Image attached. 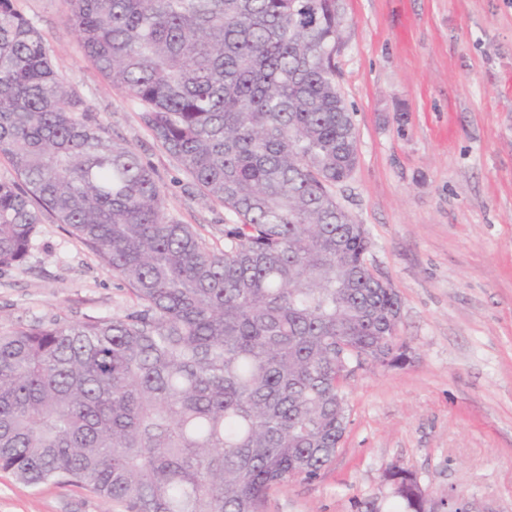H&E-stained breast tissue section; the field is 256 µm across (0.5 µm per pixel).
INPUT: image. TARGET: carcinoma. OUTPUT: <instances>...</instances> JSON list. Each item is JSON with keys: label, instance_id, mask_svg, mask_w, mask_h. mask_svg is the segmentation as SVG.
<instances>
[{"label": "carcinoma", "instance_id": "1", "mask_svg": "<svg viewBox=\"0 0 512 512\" xmlns=\"http://www.w3.org/2000/svg\"><path fill=\"white\" fill-rule=\"evenodd\" d=\"M85 55L163 152L224 206V249L166 213L153 169L59 77L0 0V268L44 214L125 281L116 317L0 332V471L90 488L123 512H264L344 437L338 378L395 367L402 300L333 187L357 163L336 86L339 0H65ZM398 512L418 476L382 474Z\"/></svg>", "mask_w": 512, "mask_h": 512}]
</instances>
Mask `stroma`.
<instances>
[{"label": "stroma", "instance_id": "stroma-1", "mask_svg": "<svg viewBox=\"0 0 512 512\" xmlns=\"http://www.w3.org/2000/svg\"><path fill=\"white\" fill-rule=\"evenodd\" d=\"M336 84L358 134L338 203L365 226L367 263L402 300L411 360L348 378V424L311 482L270 490L265 512H354L385 497V469L432 499L512 512V0H340ZM63 82L154 169L168 216L224 246L232 217L153 141L137 106L85 56L64 0H17ZM128 286L44 216L26 261L0 270V332L121 316ZM0 512H118L89 489L0 471Z\"/></svg>", "mask_w": 512, "mask_h": 512}]
</instances>
